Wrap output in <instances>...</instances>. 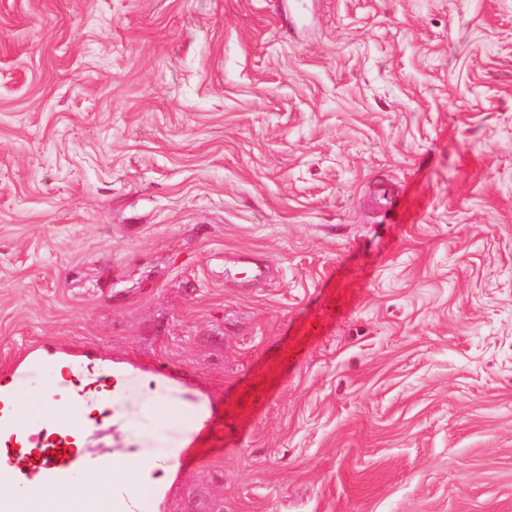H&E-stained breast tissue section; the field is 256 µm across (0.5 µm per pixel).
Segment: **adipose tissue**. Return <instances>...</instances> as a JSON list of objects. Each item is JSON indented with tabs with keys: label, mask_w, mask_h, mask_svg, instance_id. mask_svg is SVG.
I'll use <instances>...</instances> for the list:
<instances>
[{
	"label": "adipose tissue",
	"mask_w": 512,
	"mask_h": 512,
	"mask_svg": "<svg viewBox=\"0 0 512 512\" xmlns=\"http://www.w3.org/2000/svg\"><path fill=\"white\" fill-rule=\"evenodd\" d=\"M133 407L143 418L161 421L162 426L139 435L136 449L116 451L117 464L111 476L114 487L126 489L137 500L144 501L160 497L169 486L178 467L173 451L185 446L205 413L177 391L160 384L151 374L134 372L121 363L112 366L111 408H103L93 399L82 404L86 416L94 418L107 412L116 424L123 423ZM156 446L171 449V456L162 462L143 459L142 449Z\"/></svg>",
	"instance_id": "1"
}]
</instances>
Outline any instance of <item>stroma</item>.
I'll list each match as a JSON object with an SVG mask.
<instances>
[{"label":"stroma","instance_id":"stroma-1","mask_svg":"<svg viewBox=\"0 0 512 512\" xmlns=\"http://www.w3.org/2000/svg\"><path fill=\"white\" fill-rule=\"evenodd\" d=\"M292 2L0 0V368L210 403L142 512H512V0Z\"/></svg>","mask_w":512,"mask_h":512}]
</instances>
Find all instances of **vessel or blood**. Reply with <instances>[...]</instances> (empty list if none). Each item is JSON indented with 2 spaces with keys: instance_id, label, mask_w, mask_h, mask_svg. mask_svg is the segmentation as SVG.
<instances>
[{
  "instance_id": "vessel-or-blood-1",
  "label": "vessel or blood",
  "mask_w": 512,
  "mask_h": 512,
  "mask_svg": "<svg viewBox=\"0 0 512 512\" xmlns=\"http://www.w3.org/2000/svg\"><path fill=\"white\" fill-rule=\"evenodd\" d=\"M91 388L99 398L111 397V375L99 373L90 386L67 379L58 383L47 405L54 427L49 438L44 429L19 422L13 409L17 389L0 383V474L12 483L32 482L50 490V497L41 505L43 512H138L124 489L107 491L91 503L64 493L73 472L96 476L113 467L111 451L91 449L86 422L56 415L58 405L79 404Z\"/></svg>"
}]
</instances>
